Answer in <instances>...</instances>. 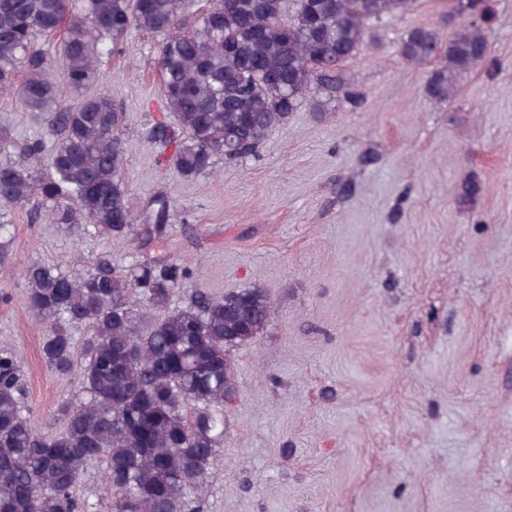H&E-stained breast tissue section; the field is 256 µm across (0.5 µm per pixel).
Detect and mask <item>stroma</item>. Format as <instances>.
<instances>
[{"mask_svg": "<svg viewBox=\"0 0 512 512\" xmlns=\"http://www.w3.org/2000/svg\"><path fill=\"white\" fill-rule=\"evenodd\" d=\"M497 69L465 75L452 101L425 87L439 60L399 54L414 28L447 32L444 0L371 22L347 61L359 106L319 90L327 109L292 112L258 157L217 159L182 179L173 148L143 136L167 110L161 36L133 30L104 57L99 86L127 114L129 193L168 204L162 238L107 242L89 224L4 217L0 349L24 360L35 427L62 431L76 377L45 366L48 330L24 305V269L72 275L107 257L122 268L166 256L188 288L259 285L276 313L235 348L238 398L209 469L203 512H512V0H491ZM0 159L51 144L43 113L0 91ZM477 195L460 196L467 181Z\"/></svg>", "mask_w": 512, "mask_h": 512, "instance_id": "obj_1", "label": "stroma"}]
</instances>
